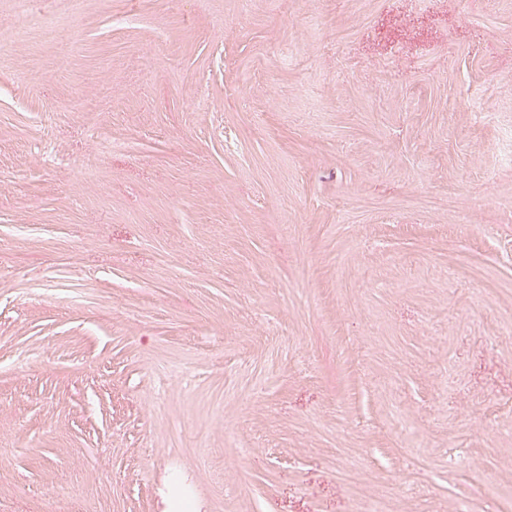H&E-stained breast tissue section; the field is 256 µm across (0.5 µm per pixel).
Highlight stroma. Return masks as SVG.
Segmentation results:
<instances>
[{
  "instance_id": "35a3bbf8",
  "label": "stroma",
  "mask_w": 512,
  "mask_h": 512,
  "mask_svg": "<svg viewBox=\"0 0 512 512\" xmlns=\"http://www.w3.org/2000/svg\"><path fill=\"white\" fill-rule=\"evenodd\" d=\"M512 0H0V512H512Z\"/></svg>"
}]
</instances>
